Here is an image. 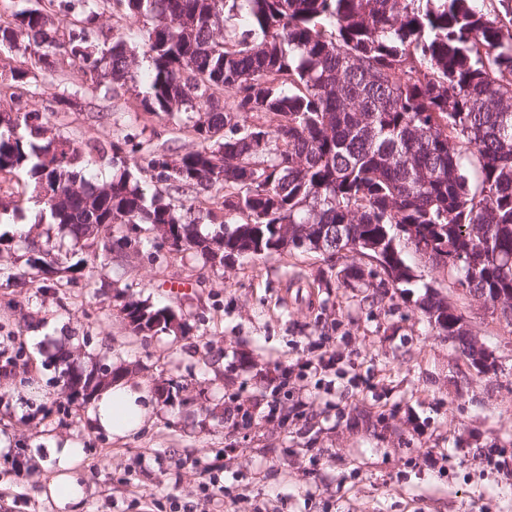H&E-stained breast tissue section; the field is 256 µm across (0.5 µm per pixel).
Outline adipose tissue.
Returning a JSON list of instances; mask_svg holds the SVG:
<instances>
[{"label":"adipose tissue","instance_id":"ef3b65f1","mask_svg":"<svg viewBox=\"0 0 512 512\" xmlns=\"http://www.w3.org/2000/svg\"><path fill=\"white\" fill-rule=\"evenodd\" d=\"M152 413L150 387L122 378L99 388L88 409L93 427L120 440L139 433ZM48 453L54 470L46 488L48 496L58 512H81L86 497L80 473L82 446L70 438H56Z\"/></svg>","mask_w":512,"mask_h":512}]
</instances>
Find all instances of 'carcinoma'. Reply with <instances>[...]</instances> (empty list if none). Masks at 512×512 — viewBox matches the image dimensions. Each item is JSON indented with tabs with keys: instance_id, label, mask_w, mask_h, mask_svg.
<instances>
[{
	"instance_id": "carcinoma-1",
	"label": "carcinoma",
	"mask_w": 512,
	"mask_h": 512,
	"mask_svg": "<svg viewBox=\"0 0 512 512\" xmlns=\"http://www.w3.org/2000/svg\"><path fill=\"white\" fill-rule=\"evenodd\" d=\"M142 20L151 65L144 111L185 116L197 148L173 159L150 144L108 138L82 148L47 135L25 110L30 69L0 82L15 111L0 113V177L14 180V215L38 206L87 257L68 266L96 285L97 261L126 258L177 234L204 264L288 248L336 254L359 245L387 281L410 283L401 241L475 296L503 301L512 325V0H36L0 23V47L24 44L33 66L57 56L95 87L133 80L122 36L98 50L104 12ZM245 29L223 33L224 12ZM233 112L272 113L276 126L230 125ZM119 174L101 185L83 166ZM166 187L148 191L128 164ZM206 194L194 211L185 195ZM13 286L55 288L59 254L25 240ZM427 289L420 309L462 340L463 316ZM139 335L169 331L168 306L120 297ZM112 366L67 375L70 400L110 384Z\"/></svg>"
}]
</instances>
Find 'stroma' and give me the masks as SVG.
Returning a JSON list of instances; mask_svg holds the SVG:
<instances>
[{
	"label": "stroma",
	"instance_id": "1",
	"mask_svg": "<svg viewBox=\"0 0 512 512\" xmlns=\"http://www.w3.org/2000/svg\"><path fill=\"white\" fill-rule=\"evenodd\" d=\"M146 80L89 88L79 70L39 72L27 111L77 145L108 136L178 156L184 130L144 112ZM22 241H0V512H57L42 491L50 437L79 441L82 512H512V326L414 253L420 286L380 284L376 264L289 249L215 271L192 252L100 264L102 291L14 288ZM492 353L479 370L419 308L423 284ZM185 293L174 296L171 285ZM171 306L188 332L137 336L115 295ZM108 364L150 388L188 384L126 440L95 431L61 394L63 365ZM45 399L16 411L12 381L31 372ZM24 449L16 471L9 451Z\"/></svg>",
	"mask_w": 512,
	"mask_h": 512
}]
</instances>
